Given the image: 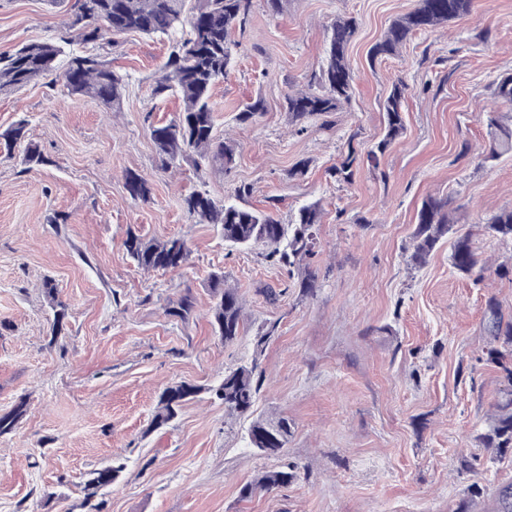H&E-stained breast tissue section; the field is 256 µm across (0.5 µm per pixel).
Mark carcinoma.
Returning <instances> with one entry per match:
<instances>
[{
	"instance_id": "cac0c4a2",
	"label": "carcinoma",
	"mask_w": 512,
	"mask_h": 512,
	"mask_svg": "<svg viewBox=\"0 0 512 512\" xmlns=\"http://www.w3.org/2000/svg\"><path fill=\"white\" fill-rule=\"evenodd\" d=\"M189 0H75L74 14L64 31L56 37L25 44L12 52L0 54V92L26 87L47 74L59 73L71 95L94 98L109 108L120 107L126 90V78L113 70L94 53H73L67 47L75 40L93 42L109 32L114 36L139 33L145 36L179 34L173 50L163 65V74L156 79L153 95H173L181 99L182 112L168 123L153 126L152 142L161 169L169 170L180 161L191 158L196 167L221 164L231 167L235 161L232 145L214 134L215 106L212 90L224 81L232 63L231 30L244 28L249 21L253 0H198L192 10H186ZM472 0H418L416 8L395 19L384 38L370 50L371 60L391 56L413 34L436 25L460 20L471 13ZM358 23L353 17L338 18L327 28L325 64L305 90L291 91L286 106L291 122L304 130L310 119L334 112L350 101L354 89L347 50L356 34ZM408 86L399 80L392 85L384 104L386 134L368 158L375 161L405 129L403 105ZM265 106L257 98L246 104L236 115L242 123L255 122L264 115ZM27 124L19 122L0 134L6 151L26 143L24 162L43 165L48 160L38 147L26 141ZM489 148L478 155L481 162L494 161L512 152V125L491 116L487 120ZM357 155L351 148L341 156L333 168L338 180L349 183L354 176ZM126 188L135 200L146 201L151 195L149 181L132 172L126 173ZM252 190L240 185L234 198L217 202L205 191H193L182 199L188 217L199 224L221 225L224 242L232 247L265 248L264 259L273 266L288 271L303 268L305 275L300 288L312 295L319 288V276L308 269L306 262L315 256L317 226L321 206L311 203L299 208L295 220L283 224L267 211L250 205ZM483 235L500 240H512V209H502L478 225ZM472 231L463 230L448 212V200L429 196L417 213L412 234V249L406 263L412 269L427 265L440 244L452 239L449 264L459 276L480 279L483 265L472 240ZM127 255L144 270L169 271L185 265L190 248L185 240L169 237L146 240L129 231L123 242ZM209 287L215 299L211 313L214 335L224 344L235 343L244 330L243 303L238 291L225 284L224 273L211 274ZM193 308L191 292L187 291L169 308V315L186 319ZM486 333L488 340L483 354L485 362L501 374L500 399L495 405L487 433L478 440L487 451V461L496 463L512 455V320H504L498 299L486 301ZM279 322L264 324L254 336V347L262 353L278 333ZM260 389L257 364L240 365L224 371L222 380L208 388L211 397L224 404V413L242 418L252 414ZM200 388L179 382L159 394L156 411L151 420L155 428L172 422L181 406L193 399ZM26 413V402L21 400L9 413L0 415V438L12 434ZM291 424L285 417H269L251 422L248 436L251 447L265 456H276L288 444ZM124 469L118 458L111 464L92 469L85 475L84 501L89 503L104 489L112 486ZM296 478V466L287 464L265 470L255 480L239 490L242 500L285 486ZM497 512H512V483L501 485L496 491Z\"/></svg>"
}]
</instances>
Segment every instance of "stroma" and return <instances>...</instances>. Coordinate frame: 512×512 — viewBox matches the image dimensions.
<instances>
[{"mask_svg":"<svg viewBox=\"0 0 512 512\" xmlns=\"http://www.w3.org/2000/svg\"><path fill=\"white\" fill-rule=\"evenodd\" d=\"M74 0H0V54L63 29ZM417 0H283L279 14L254 0L235 30L233 67L214 90L216 135L234 144L231 168L160 167L148 131L182 107L152 86L171 37L104 36L91 43L129 84L119 110L69 95L58 75L0 94V132L27 120L48 162L30 167L22 147L0 155V413L27 412L0 438V512H86L89 470L122 458L126 468L99 495L101 512H496V486L512 482V458L492 486L472 497L466 462L485 458L500 378L480 364L486 301L512 318V281L495 269L512 262V242L475 232L512 207V154L485 165L489 113L512 118L494 96L512 74V0H474L469 16L414 34L393 56L369 52ZM355 17L348 48L354 93L327 119L292 126L289 90L307 88L324 57L326 28ZM409 86L405 131L378 164L365 155L384 133L383 102L396 80ZM262 98L259 121L235 116ZM364 158L353 183L330 170L341 151ZM304 176L291 177L299 161ZM147 178L149 201L132 199L127 172ZM281 223L317 202L323 279L304 294L298 278L254 250L224 243L220 225L191 221L181 197L205 189L224 200L236 186ZM447 199L487 269L481 281L452 273L443 244L420 270L408 269L416 213L427 196ZM179 237L188 264L140 269L127 232ZM224 273L244 307L246 331L221 343L208 323L212 273ZM53 280L68 313L60 333L43 290ZM275 288L269 303L264 288ZM192 292L188 320L167 312ZM279 324L260 357L252 340ZM256 359L262 386L257 417L284 416L292 433L282 458L243 447L246 420L228 417L208 395L186 402L173 425L151 428L160 392L179 381L208 385ZM290 461L296 479L243 500L239 490Z\"/></svg>","mask_w":512,"mask_h":512,"instance_id":"1","label":"stroma"}]
</instances>
